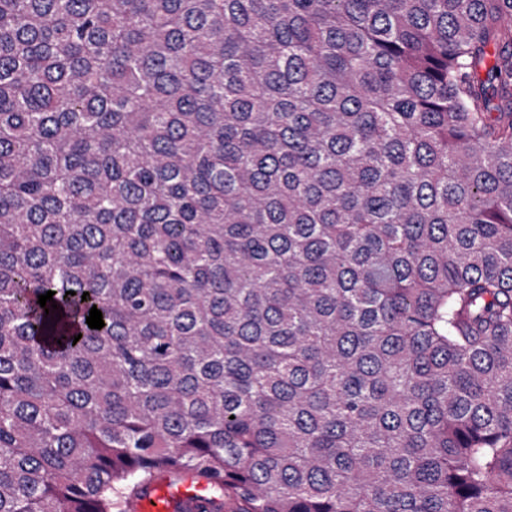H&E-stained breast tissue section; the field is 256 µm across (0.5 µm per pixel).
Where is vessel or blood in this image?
<instances>
[{"label":"vessel or blood","instance_id":"b4317fda","mask_svg":"<svg viewBox=\"0 0 512 512\" xmlns=\"http://www.w3.org/2000/svg\"><path fill=\"white\" fill-rule=\"evenodd\" d=\"M128 508L130 512H237L238 504L218 495L214 484L196 475L163 471Z\"/></svg>","mask_w":512,"mask_h":512}]
</instances>
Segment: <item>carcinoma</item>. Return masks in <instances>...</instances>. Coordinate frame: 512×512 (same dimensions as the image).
I'll list each match as a JSON object with an SVG mask.
<instances>
[{
	"label": "carcinoma",
	"mask_w": 512,
	"mask_h": 512,
	"mask_svg": "<svg viewBox=\"0 0 512 512\" xmlns=\"http://www.w3.org/2000/svg\"><path fill=\"white\" fill-rule=\"evenodd\" d=\"M162 470L512 512V0H0V512Z\"/></svg>",
	"instance_id": "cac0c4a2"
}]
</instances>
